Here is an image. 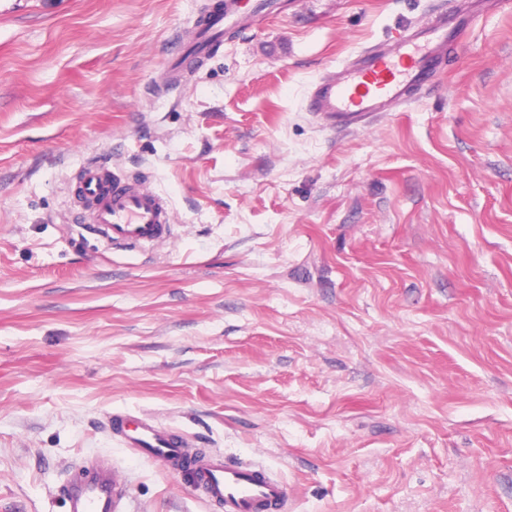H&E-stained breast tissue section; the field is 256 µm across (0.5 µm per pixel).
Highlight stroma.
Here are the masks:
<instances>
[{
    "label": "stroma",
    "mask_w": 512,
    "mask_h": 512,
    "mask_svg": "<svg viewBox=\"0 0 512 512\" xmlns=\"http://www.w3.org/2000/svg\"><path fill=\"white\" fill-rule=\"evenodd\" d=\"M217 3L0 0V512H67L96 456L129 512H221L118 412L262 460L282 512H512V0L349 131L311 82L448 0H287L155 92ZM94 157L168 241L86 225Z\"/></svg>",
    "instance_id": "1"
}]
</instances>
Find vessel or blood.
I'll return each instance as SVG.
<instances>
[{
    "label": "vessel or blood",
    "instance_id": "1",
    "mask_svg": "<svg viewBox=\"0 0 512 512\" xmlns=\"http://www.w3.org/2000/svg\"><path fill=\"white\" fill-rule=\"evenodd\" d=\"M494 0H448L420 23L402 25L383 43L364 47L314 80L306 110L323 125L345 131L389 112L403 110L432 88L444 73L449 54ZM277 0H256L243 14L238 0L200 16L195 56L205 60L225 32L279 11ZM78 194L91 201L90 217L98 235L115 246L151 248L170 239L168 206L156 192L126 182L97 163L84 166ZM113 435L128 448L176 466L183 462L185 439L164 426L131 414L112 416ZM203 499L223 512H281L288 485L263 462L214 453L188 463ZM65 497L68 512H127L122 505L118 472L109 462L76 469Z\"/></svg>",
    "mask_w": 512,
    "mask_h": 512
}]
</instances>
